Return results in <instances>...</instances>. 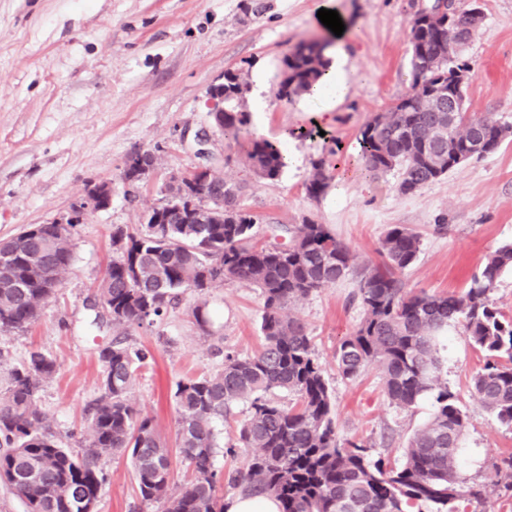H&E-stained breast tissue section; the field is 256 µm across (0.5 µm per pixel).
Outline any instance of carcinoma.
<instances>
[{
  "instance_id": "cac0c4a2",
  "label": "carcinoma",
  "mask_w": 512,
  "mask_h": 512,
  "mask_svg": "<svg viewBox=\"0 0 512 512\" xmlns=\"http://www.w3.org/2000/svg\"><path fill=\"white\" fill-rule=\"evenodd\" d=\"M475 0H431L428 12L409 22V87L360 132L365 169L374 176L398 171L399 190L412 194L448 175L463 162L495 152L512 135V125L491 114L471 118L465 108L472 80L461 57L485 16L475 19ZM322 51L300 41L282 59L279 97L292 102L311 93L326 72ZM467 81L448 100V82ZM243 83L224 73V137L249 143L247 159L255 176L278 179L286 167L281 146L252 134L243 105ZM330 175L321 159L305 184L313 198L325 194ZM240 189L215 175L207 195L192 203L170 200L146 210L134 230L112 233V259L92 308L98 325L140 326L161 317L185 293L206 294L218 280L259 288L264 338L253 354H227L218 372L175 384L178 457L191 480L172 492L171 450L161 442L153 419L133 405L129 392L147 352L121 336L99 351L98 396L87 406V444L75 451L53 434L39 405L55 361L40 350L28 352L0 392V483L25 504L26 512H87L106 481L103 460L122 453L132 464L141 503H159L164 512H224L216 495L215 456L224 422L236 406L249 403L238 428V447L252 450L243 467L224 476L228 491L269 496L280 512H462L458 450L466 415L443 377L442 335L461 325L485 352L472 388L497 421L512 429V319L490 302L501 273L512 268V243L489 255L462 294L405 291L398 272L411 266L420 237L401 226L379 242V261L365 268L357 299L362 318L336 349V366L346 380L375 362L384 374L390 403L401 409L433 401L434 411L408 441L400 462L373 460L363 443L342 442L336 434L335 403L305 323L288 313L292 303L344 277L355 254L325 224L306 220L273 228L282 241H254L255 216L239 202ZM224 197L216 224H201L206 197ZM74 224H31L0 241V334L22 332L40 316L62 284L74 259ZM294 393L289 406L267 398L272 390Z\"/></svg>"
}]
</instances>
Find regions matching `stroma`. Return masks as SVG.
Wrapping results in <instances>:
<instances>
[{"label": "stroma", "mask_w": 512, "mask_h": 512, "mask_svg": "<svg viewBox=\"0 0 512 512\" xmlns=\"http://www.w3.org/2000/svg\"><path fill=\"white\" fill-rule=\"evenodd\" d=\"M324 7L338 12L342 35L320 22ZM482 8L485 21L464 52L474 73L468 112L512 123V0H482ZM413 11V0H0V239L52 222L90 183L112 184L111 205L88 213L77 228L74 261L56 297L26 331L0 337V388L29 349L51 356L56 372L40 406L56 436L78 449L87 434L85 409L98 395V352L112 336H126L153 354L130 398L172 449L176 382L216 372L223 353L259 347L260 291L233 280L214 283L206 294L207 333L191 314L190 295L151 324L93 322L90 300L114 256V229L139 224L164 201L173 177L195 168V135L206 130L217 172L240 185L241 205L258 219V242L270 241L273 225L310 219L329 225L355 254L344 278L290 310L306 323L334 392L339 437L364 442L371 458L401 459L429 420L430 403L392 405L378 364L354 380L336 371V348L362 316L354 295L364 266L377 260L386 230L402 224L421 237L417 261L400 275L405 289L458 293L491 253L512 242V140L410 195L399 192L397 173L376 178L363 166L361 128L408 88ZM303 40L318 42L325 59L344 58L345 93L324 118L310 98L278 97L282 58ZM228 70L247 85L253 133L272 141L292 136L279 180L255 177L246 141L225 139L210 126L208 91ZM136 151L153 153L156 166L147 179L128 183L124 165ZM321 156L334 165V178L315 199L305 181ZM447 336L443 375L467 419L460 476L486 488L468 512H512L508 478L495 472L512 454V431L471 387L485 354L462 327ZM104 467L108 481L96 512H133L140 504L127 456L112 455Z\"/></svg>", "instance_id": "obj_1"}]
</instances>
